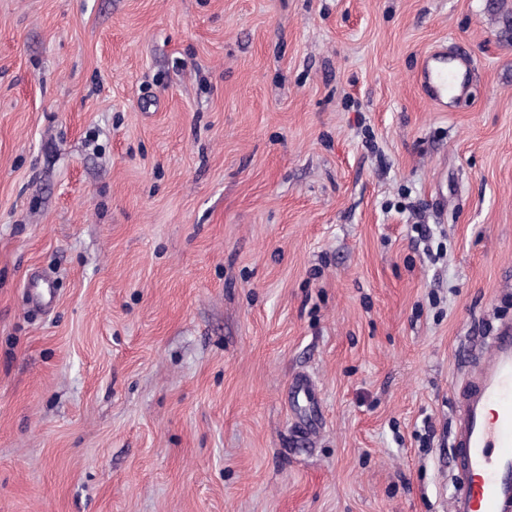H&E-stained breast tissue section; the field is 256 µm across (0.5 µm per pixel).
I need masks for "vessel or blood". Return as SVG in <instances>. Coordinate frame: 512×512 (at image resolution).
I'll return each instance as SVG.
<instances>
[{
    "label": "vessel or blood",
    "instance_id": "obj_1",
    "mask_svg": "<svg viewBox=\"0 0 512 512\" xmlns=\"http://www.w3.org/2000/svg\"><path fill=\"white\" fill-rule=\"evenodd\" d=\"M452 512H512V323L457 390Z\"/></svg>",
    "mask_w": 512,
    "mask_h": 512
}]
</instances>
